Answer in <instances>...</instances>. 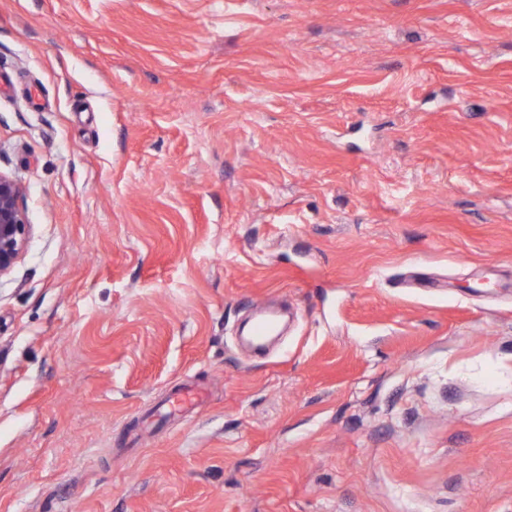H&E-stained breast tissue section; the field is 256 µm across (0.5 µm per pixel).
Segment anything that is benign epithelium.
I'll return each instance as SVG.
<instances>
[{
	"instance_id": "1",
	"label": "benign epithelium",
	"mask_w": 512,
	"mask_h": 512,
	"mask_svg": "<svg viewBox=\"0 0 512 512\" xmlns=\"http://www.w3.org/2000/svg\"><path fill=\"white\" fill-rule=\"evenodd\" d=\"M20 183L0 173V278L9 275L21 261L31 224L20 205Z\"/></svg>"
}]
</instances>
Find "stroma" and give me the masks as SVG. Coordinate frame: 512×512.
I'll return each instance as SVG.
<instances>
[{"label":"stroma","mask_w":512,"mask_h":512,"mask_svg":"<svg viewBox=\"0 0 512 512\" xmlns=\"http://www.w3.org/2000/svg\"><path fill=\"white\" fill-rule=\"evenodd\" d=\"M0 172V512H512V0H0ZM20 183L0 173V279L9 275L21 261L31 224L19 201Z\"/></svg>","instance_id":"stroma-1"}]
</instances>
